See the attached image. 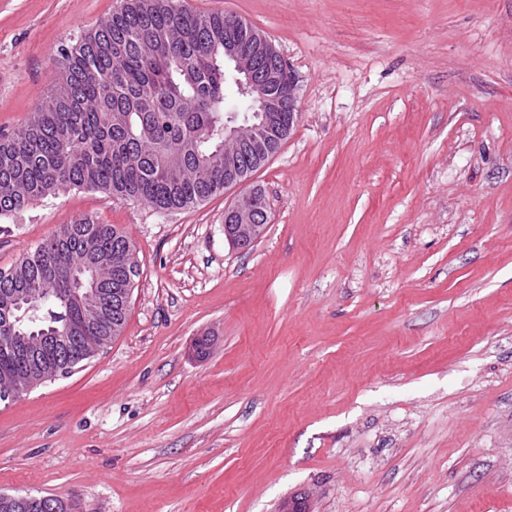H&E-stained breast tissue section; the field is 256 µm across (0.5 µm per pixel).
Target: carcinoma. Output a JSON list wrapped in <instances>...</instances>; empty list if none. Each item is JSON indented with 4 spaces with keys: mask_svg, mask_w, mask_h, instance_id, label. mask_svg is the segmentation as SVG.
<instances>
[{
    "mask_svg": "<svg viewBox=\"0 0 512 512\" xmlns=\"http://www.w3.org/2000/svg\"><path fill=\"white\" fill-rule=\"evenodd\" d=\"M247 60L263 91L282 98L265 113L262 133L243 128L226 141L225 127L254 121L251 96L224 65V45ZM282 60L242 19L196 12L183 0H124L96 29L53 57L55 91L25 124L0 133V220L73 189L173 210L197 206L258 169L288 139L298 119L296 88L273 75ZM244 228L263 232L268 209L261 187ZM134 245L111 224L82 218L67 224L0 278L25 288L39 319L19 335L68 324L76 336L117 337L126 323L124 270ZM107 290L106 324L92 329L83 313L48 294L89 286ZM29 364L0 344V383L23 378Z\"/></svg>",
    "mask_w": 512,
    "mask_h": 512,
    "instance_id": "obj_1",
    "label": "carcinoma"
}]
</instances>
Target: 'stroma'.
<instances>
[{
    "label": "stroma",
    "instance_id": "obj_1",
    "mask_svg": "<svg viewBox=\"0 0 512 512\" xmlns=\"http://www.w3.org/2000/svg\"><path fill=\"white\" fill-rule=\"evenodd\" d=\"M268 36L299 120L243 189L158 210L72 190L0 221V268L90 215L140 275L121 336L0 401V493L71 512H512V0H186ZM121 0H0V130ZM215 336L210 355L195 342ZM253 197L255 203L248 213L245 224H240L250 233H261L264 231L266 224H268V209L264 199V191L259 186H253ZM258 226V230H257ZM15 499L21 506L30 509H40L42 512H57V501L52 495H7Z\"/></svg>",
    "mask_w": 512,
    "mask_h": 512
}]
</instances>
